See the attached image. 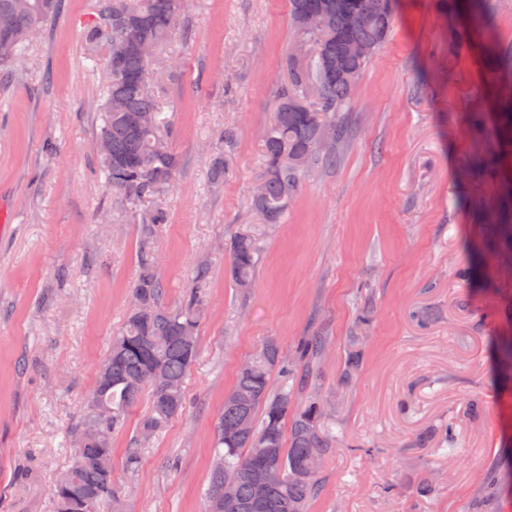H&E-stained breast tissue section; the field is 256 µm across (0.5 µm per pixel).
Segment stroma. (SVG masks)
I'll return each mask as SVG.
<instances>
[{
  "label": "stroma",
  "instance_id": "stroma-1",
  "mask_svg": "<svg viewBox=\"0 0 512 512\" xmlns=\"http://www.w3.org/2000/svg\"><path fill=\"white\" fill-rule=\"evenodd\" d=\"M95 6L62 0L0 86V512H53L69 430L139 269L142 226L96 163L107 71L105 48L84 40ZM187 10L188 33L152 65L179 164L151 202L168 216L151 249L173 308L207 258L209 309L184 409L142 449L137 472L124 461L147 402L112 438L125 512H201L212 424L241 363L266 338L287 350L313 334L329 341L319 391L338 442L310 512H471L486 471L512 461V368L493 353L512 336V270L500 252L474 254L499 237L473 219L498 185L468 171L471 115L491 114L497 94L479 44L453 49L435 0H396L392 35L341 114L351 139L340 161L307 175L284 222L268 225L251 197L293 43L288 0H188ZM225 126L238 131L236 175L216 189L209 162ZM242 224L262 239L244 297L227 248ZM357 350L362 368L341 383ZM443 423L455 430L448 449L417 447Z\"/></svg>",
  "mask_w": 512,
  "mask_h": 512
}]
</instances>
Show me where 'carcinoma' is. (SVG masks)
Returning <instances> with one entry per match:
<instances>
[{
	"label": "carcinoma",
	"mask_w": 512,
	"mask_h": 512,
	"mask_svg": "<svg viewBox=\"0 0 512 512\" xmlns=\"http://www.w3.org/2000/svg\"><path fill=\"white\" fill-rule=\"evenodd\" d=\"M60 0H0V77L22 62L32 33L52 19ZM449 15L465 14L468 28L454 32L467 42L470 31L483 38L490 56L488 77L499 84L498 57L484 0H440ZM361 12L369 22L347 25ZM183 0H99L87 24L90 49H107L110 80L100 104L98 165L108 189L132 212L169 188L178 166L166 146L170 120L149 90L153 54L175 27L188 32ZM288 19L295 42L281 59L284 82L272 122L262 140L264 173L253 205L267 224H281L288 202L305 176L336 165L340 152L319 148L322 127L330 126L339 146L349 142L340 119L360 76L390 36L393 0H289ZM352 43L368 44L373 53L357 57ZM494 150L476 154L470 170L477 177L498 175L512 157V94L498 96L494 115ZM212 184L224 185L232 169L224 155L210 163ZM499 226L512 247V185L502 183L498 205L484 213ZM167 223L155 210L145 219V239ZM230 275L245 294L253 286L261 239L250 227L234 232L229 242ZM208 262L197 261L190 290L176 308L165 302L166 287L156 261L144 246L137 277L130 286L131 308L122 331L112 337L98 364L94 389L83 416L71 432L75 444L70 466L52 487L55 512H124V490L112 473V435L124 429L129 411L143 397L149 410L138 424L125 466L134 472L141 448L185 405L184 382L198 355V329L208 305ZM324 336H303L294 353L267 339L240 367L224 407L213 424L214 457L203 493V512H309L322 489L321 469L336 436L324 427L326 405L319 394ZM498 363L512 366V336L496 343Z\"/></svg>",
	"instance_id": "obj_1"
}]
</instances>
